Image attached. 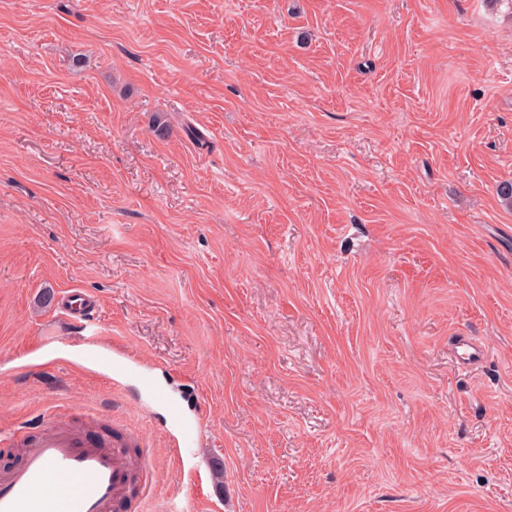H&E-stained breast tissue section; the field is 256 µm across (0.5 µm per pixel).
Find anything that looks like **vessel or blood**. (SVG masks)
Wrapping results in <instances>:
<instances>
[{
	"label": "vessel or blood",
	"mask_w": 512,
	"mask_h": 512,
	"mask_svg": "<svg viewBox=\"0 0 512 512\" xmlns=\"http://www.w3.org/2000/svg\"><path fill=\"white\" fill-rule=\"evenodd\" d=\"M93 307L79 290L63 304L69 319L79 325L90 321ZM455 352L461 365L474 364L485 354L482 345L466 337ZM82 359L91 367L111 361V384L135 386L141 406L164 403L178 459L188 473H196L202 420L188 417L179 403L166 398L150 369L124 345L89 348ZM7 441L22 446L23 454L20 464L0 471V512H124L132 486L142 479L141 469L119 444L84 440L61 423L28 440L16 431Z\"/></svg>",
	"instance_id": "obj_1"
}]
</instances>
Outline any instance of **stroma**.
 Segmentation results:
<instances>
[{
  "label": "stroma",
  "mask_w": 512,
  "mask_h": 512,
  "mask_svg": "<svg viewBox=\"0 0 512 512\" xmlns=\"http://www.w3.org/2000/svg\"><path fill=\"white\" fill-rule=\"evenodd\" d=\"M507 182L512 0H0V430L139 435L131 512H512ZM62 306L64 310L67 312V316L69 319L78 324L79 326H83L85 322L91 321L92 311L94 304L86 298V295L82 291H75ZM456 359L459 365H471L484 357V347L469 338L463 337L455 345ZM83 362L91 367L104 360L112 359V377H107L115 388L135 386L139 403L147 408L150 403L161 402L167 410L169 433L175 438L174 447L182 467L194 478L197 471L196 458L203 432L201 418L188 417L179 403L165 398L162 388L158 385L151 370L130 355L122 344L87 348L82 355Z\"/></svg>",
  "instance_id": "stroma-1"
}]
</instances>
